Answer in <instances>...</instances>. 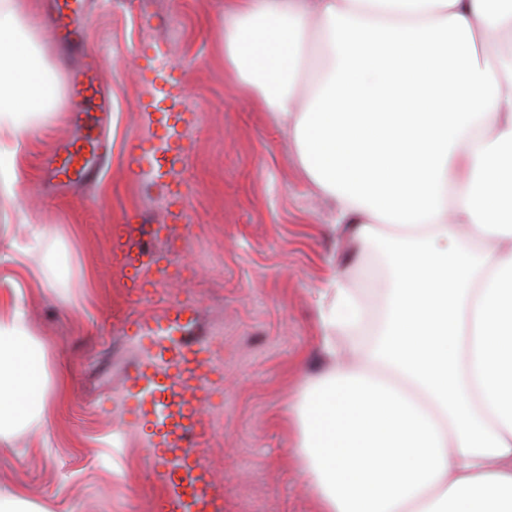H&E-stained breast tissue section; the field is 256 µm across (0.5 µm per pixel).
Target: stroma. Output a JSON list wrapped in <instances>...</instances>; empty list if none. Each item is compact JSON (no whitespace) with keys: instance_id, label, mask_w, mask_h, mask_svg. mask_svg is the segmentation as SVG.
<instances>
[{"instance_id":"stroma-1","label":"stroma","mask_w":512,"mask_h":512,"mask_svg":"<svg viewBox=\"0 0 512 512\" xmlns=\"http://www.w3.org/2000/svg\"><path fill=\"white\" fill-rule=\"evenodd\" d=\"M167 37L144 24L140 0H97L86 35L103 59L109 113L72 124L59 105L43 135L24 146L25 207L55 227L49 254L78 316L39 287L21 301L48 341L50 380L69 375L45 415L47 448L30 432L0 454V489L22 488L42 512H154L163 493L146 464L151 424L126 418L129 368L148 348L138 321L193 303L213 342L219 382L203 414L200 453L224 512H316L288 449L283 417L306 377L325 366L316 293L332 272L378 310L387 287L378 253L353 255L333 230V209L309 182L286 128L243 90L224 55V0H156ZM177 70L159 78L164 61ZM173 107L190 152L179 175L195 232L170 248L173 277L138 301L124 288L112 246L145 207L149 168L137 167L156 107ZM107 141L97 180L58 192L45 169L61 143Z\"/></svg>"}]
</instances>
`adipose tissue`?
Listing matches in <instances>:
<instances>
[{
    "label": "adipose tissue",
    "mask_w": 512,
    "mask_h": 512,
    "mask_svg": "<svg viewBox=\"0 0 512 512\" xmlns=\"http://www.w3.org/2000/svg\"><path fill=\"white\" fill-rule=\"evenodd\" d=\"M42 28L0 0V198L21 215V150L57 98ZM224 31L337 227L389 271L380 322L342 276L316 300L327 366L288 419L318 512H512V0H225ZM308 57L319 79L302 91ZM51 234L23 215L0 233L4 449L43 423L44 346L20 294H56L38 258ZM349 325L377 342L345 359Z\"/></svg>",
    "instance_id": "obj_1"
}]
</instances>
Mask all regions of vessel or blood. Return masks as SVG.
Masks as SVG:
<instances>
[{
    "instance_id": "obj_1",
    "label": "vessel or blood",
    "mask_w": 512,
    "mask_h": 512,
    "mask_svg": "<svg viewBox=\"0 0 512 512\" xmlns=\"http://www.w3.org/2000/svg\"><path fill=\"white\" fill-rule=\"evenodd\" d=\"M94 16L90 0H56L52 33L60 45L77 41ZM70 101L76 106L108 103L91 63L81 74H69ZM73 144H65L51 169L58 189L65 190L87 177L94 166ZM194 233L187 204L167 211L160 224H129L113 244V253L125 287L158 288L171 278L172 260L158 244L175 237L187 241ZM196 311L187 303L171 305L159 320L143 322L141 330L150 345V357L136 367L126 384L128 413L136 422L155 426L148 460L159 476L167 478L169 491L159 500L157 512H213L216 484L197 451L205 433L203 411L210 401L216 365L200 342L190 341Z\"/></svg>"
}]
</instances>
